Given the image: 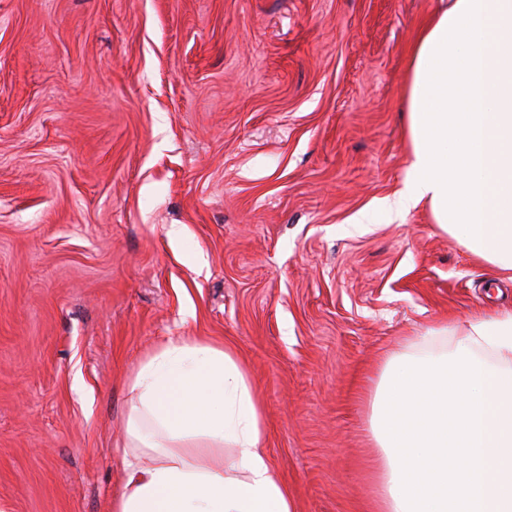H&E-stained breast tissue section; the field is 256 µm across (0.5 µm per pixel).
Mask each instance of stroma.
Masks as SVG:
<instances>
[{"label":"stroma","mask_w":512,"mask_h":512,"mask_svg":"<svg viewBox=\"0 0 512 512\" xmlns=\"http://www.w3.org/2000/svg\"><path fill=\"white\" fill-rule=\"evenodd\" d=\"M438 5L0 0V512H113L129 378L178 337L246 363L297 512H378L385 364L512 311L386 205Z\"/></svg>","instance_id":"stroma-1"}]
</instances>
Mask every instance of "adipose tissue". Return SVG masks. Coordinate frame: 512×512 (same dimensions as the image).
<instances>
[{
  "label": "adipose tissue",
  "instance_id": "1",
  "mask_svg": "<svg viewBox=\"0 0 512 512\" xmlns=\"http://www.w3.org/2000/svg\"><path fill=\"white\" fill-rule=\"evenodd\" d=\"M409 168L392 206L435 224L512 281V0H448L421 28L406 89ZM452 352L391 359L369 429L382 512H512V312L483 313ZM125 490L113 512H296L266 449L245 364L206 340H171L130 379ZM235 450L225 464L218 450ZM152 461L144 465L141 455Z\"/></svg>",
  "mask_w": 512,
  "mask_h": 512
}]
</instances>
